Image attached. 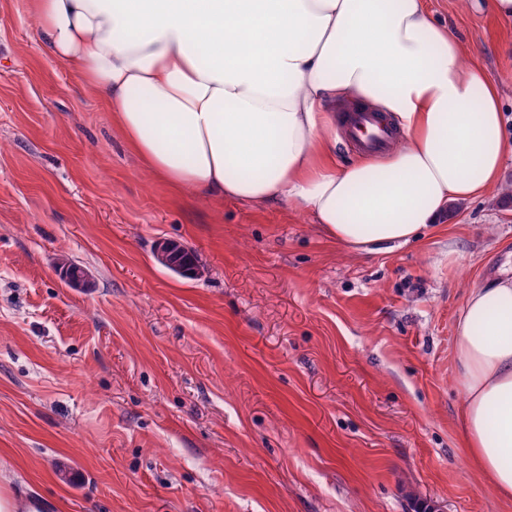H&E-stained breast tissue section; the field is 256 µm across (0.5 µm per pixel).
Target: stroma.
<instances>
[{"instance_id": "obj_1", "label": "stroma", "mask_w": 512, "mask_h": 512, "mask_svg": "<svg viewBox=\"0 0 512 512\" xmlns=\"http://www.w3.org/2000/svg\"><path fill=\"white\" fill-rule=\"evenodd\" d=\"M427 4L512 126V21ZM511 270L497 193L358 253L285 201L173 195L0 0V463L56 512H512L458 446L454 361L468 289Z\"/></svg>"}]
</instances>
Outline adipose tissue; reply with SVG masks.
<instances>
[{
	"label": "adipose tissue",
	"instance_id": "obj_1",
	"mask_svg": "<svg viewBox=\"0 0 512 512\" xmlns=\"http://www.w3.org/2000/svg\"><path fill=\"white\" fill-rule=\"evenodd\" d=\"M44 42L97 89L172 192L283 199L353 251L397 247L450 203L503 190L500 91L425 0H32ZM384 115L382 156L338 164L337 105ZM460 441L512 501V274L456 321Z\"/></svg>",
	"mask_w": 512,
	"mask_h": 512
}]
</instances>
